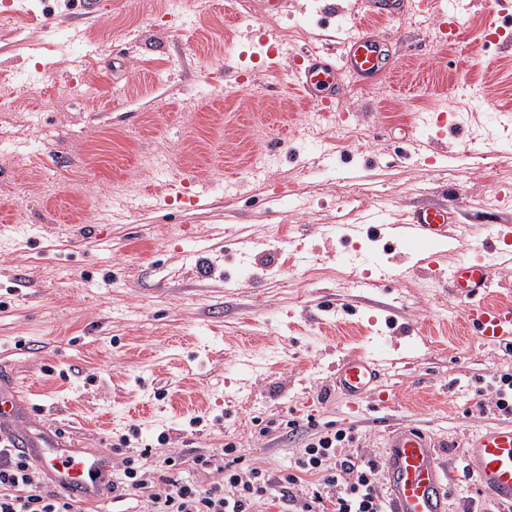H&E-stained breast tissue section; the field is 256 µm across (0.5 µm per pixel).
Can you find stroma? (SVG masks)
<instances>
[{
  "instance_id": "35a3bbf8",
  "label": "stroma",
  "mask_w": 512,
  "mask_h": 512,
  "mask_svg": "<svg viewBox=\"0 0 512 512\" xmlns=\"http://www.w3.org/2000/svg\"><path fill=\"white\" fill-rule=\"evenodd\" d=\"M110 0L87 19L72 0H15L0 19V370L31 406L20 428L50 427L76 448L150 447L162 474L208 484L196 456L279 475L301 448L261 422L351 425L362 453L383 459L390 429L415 426L456 475L448 512H476L482 493L460 446L478 428L479 381L512 374V352L468 331L467 302L404 257L386 221L452 204L437 262L452 267L498 241L492 297L512 303V209L491 207L512 182V49L493 32L512 0H470L449 39L436 13L413 23V0ZM249 25H241L240 16ZM317 24L287 31L289 18ZM386 37L394 69L345 89L318 115L294 83L295 54L339 51L349 23ZM90 57L79 70L80 50ZM454 113L459 135L423 120ZM350 115V139L312 148L324 124ZM272 159L259 179L257 153ZM204 187L200 207L164 203L168 188ZM250 269L224 281V256ZM348 354L380 357L388 403L352 411L333 382ZM166 443H159V436Z\"/></svg>"
}]
</instances>
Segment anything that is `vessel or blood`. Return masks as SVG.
I'll return each mask as SVG.
<instances>
[{"label": "vessel or blood", "instance_id": "1", "mask_svg": "<svg viewBox=\"0 0 512 512\" xmlns=\"http://www.w3.org/2000/svg\"><path fill=\"white\" fill-rule=\"evenodd\" d=\"M392 69L386 43L362 31L345 40L339 58L316 52L302 55L295 64V76L320 109L327 111L345 88L347 78H355L365 86ZM450 222L448 207L422 208L413 211L405 223L396 225L394 236L411 251L428 256L447 243ZM491 272V265L477 256L450 268L446 281L449 288L469 301V328L486 341L507 342L512 340V304L491 302ZM380 377L379 362L373 357L346 355L335 368L337 388L355 400L367 398ZM26 410L17 386L0 387V424L13 423ZM15 446L76 506L83 508L103 501L105 484L100 463L71 447L59 434L46 430L38 436L16 440ZM461 454L493 499L512 504V424L474 434ZM384 474L391 512H447L448 477L435 443L423 432L406 428L389 433Z\"/></svg>", "mask_w": 512, "mask_h": 512}]
</instances>
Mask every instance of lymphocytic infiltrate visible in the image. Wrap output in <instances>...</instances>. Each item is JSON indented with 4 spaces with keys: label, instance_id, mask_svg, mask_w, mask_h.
I'll list each match as a JSON object with an SVG mask.
<instances>
[{
    "label": "lymphocytic infiltrate",
    "instance_id": "1",
    "mask_svg": "<svg viewBox=\"0 0 512 512\" xmlns=\"http://www.w3.org/2000/svg\"><path fill=\"white\" fill-rule=\"evenodd\" d=\"M301 433L302 448L289 462L288 471L272 477L257 466L243 468L234 454V442L224 445V464L214 466L217 478L201 485L174 475L148 477L127 439L113 446L120 460L113 491L124 496H147L149 512H255L268 498H278L287 512H390L379 461L358 454L362 438L352 426L268 421L262 434L280 428ZM0 512H81L59 492L47 489L37 468L17 449L0 445Z\"/></svg>",
    "mask_w": 512,
    "mask_h": 512
}]
</instances>
